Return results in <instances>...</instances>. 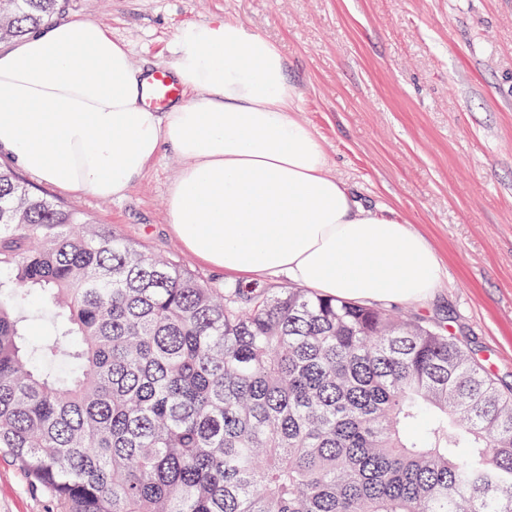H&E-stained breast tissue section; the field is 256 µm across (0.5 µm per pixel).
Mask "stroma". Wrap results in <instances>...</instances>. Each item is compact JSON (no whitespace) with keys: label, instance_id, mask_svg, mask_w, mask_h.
<instances>
[{"label":"stroma","instance_id":"1","mask_svg":"<svg viewBox=\"0 0 512 512\" xmlns=\"http://www.w3.org/2000/svg\"><path fill=\"white\" fill-rule=\"evenodd\" d=\"M224 18L279 45L329 174L440 257V287L402 310L472 343L512 386V0H61L53 16L102 21L146 70L167 67L181 25ZM182 165L162 147L118 199L37 187L220 287L166 224ZM51 508L0 453V512Z\"/></svg>","mask_w":512,"mask_h":512}]
</instances>
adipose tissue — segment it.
I'll use <instances>...</instances> for the list:
<instances>
[{
    "label": "adipose tissue",
    "instance_id": "obj_1",
    "mask_svg": "<svg viewBox=\"0 0 512 512\" xmlns=\"http://www.w3.org/2000/svg\"><path fill=\"white\" fill-rule=\"evenodd\" d=\"M169 66L190 97L156 112L144 72L103 23L29 33L0 50V153L66 192L114 198L167 144L183 166L166 220L201 263L247 281L284 273L350 301L432 297L437 255L328 174L275 43L232 19L187 23Z\"/></svg>",
    "mask_w": 512,
    "mask_h": 512
}]
</instances>
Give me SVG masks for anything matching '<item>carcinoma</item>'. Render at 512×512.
<instances>
[{
    "instance_id": "obj_1",
    "label": "carcinoma",
    "mask_w": 512,
    "mask_h": 512,
    "mask_svg": "<svg viewBox=\"0 0 512 512\" xmlns=\"http://www.w3.org/2000/svg\"><path fill=\"white\" fill-rule=\"evenodd\" d=\"M2 270L0 451L57 512H512V389L435 321L208 285L7 167Z\"/></svg>"
}]
</instances>
